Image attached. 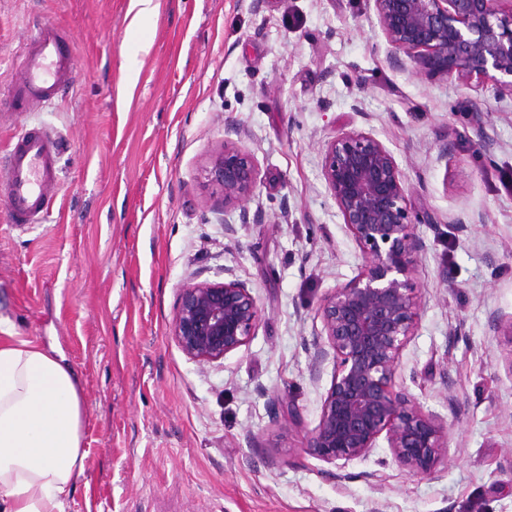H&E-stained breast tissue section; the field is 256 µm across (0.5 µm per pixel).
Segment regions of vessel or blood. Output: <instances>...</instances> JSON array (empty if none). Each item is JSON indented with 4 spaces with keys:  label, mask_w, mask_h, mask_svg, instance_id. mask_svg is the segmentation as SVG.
Masks as SVG:
<instances>
[{
    "label": "vessel or blood",
    "mask_w": 512,
    "mask_h": 512,
    "mask_svg": "<svg viewBox=\"0 0 512 512\" xmlns=\"http://www.w3.org/2000/svg\"><path fill=\"white\" fill-rule=\"evenodd\" d=\"M75 73L67 33L56 24H42L26 41L8 80L13 110L32 112L51 103L61 89L72 87ZM60 151L58 138L42 127L24 128L12 137L0 166V195L14 227L40 223L51 211Z\"/></svg>",
    "instance_id": "1"
}]
</instances>
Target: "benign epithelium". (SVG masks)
<instances>
[{
	"label": "benign epithelium",
	"instance_id": "obj_1",
	"mask_svg": "<svg viewBox=\"0 0 512 512\" xmlns=\"http://www.w3.org/2000/svg\"><path fill=\"white\" fill-rule=\"evenodd\" d=\"M388 43L431 79H491L512 93V0H374ZM229 127L224 148L206 167L226 208H241L257 182L254 157ZM322 175L364 258V269L319 302L321 335L311 365L317 375L328 355L336 369L306 453L341 470L384 440L395 462L432 477L448 456V425L406 392L394 390L400 356L415 336L421 297L414 285L424 243L415 232L424 217L407 205L405 171L369 133L343 130L327 142ZM259 320L246 282L193 280L180 288L171 335L200 366L247 345Z\"/></svg>",
	"mask_w": 512,
	"mask_h": 512
}]
</instances>
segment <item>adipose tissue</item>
<instances>
[{"mask_svg":"<svg viewBox=\"0 0 512 512\" xmlns=\"http://www.w3.org/2000/svg\"><path fill=\"white\" fill-rule=\"evenodd\" d=\"M84 408L63 357L0 340V512H65L87 458Z\"/></svg>","mask_w":512,"mask_h":512,"instance_id":"obj_1","label":"adipose tissue"}]
</instances>
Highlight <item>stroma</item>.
I'll list each match as a JSON object with an SVG mask.
<instances>
[{"mask_svg": "<svg viewBox=\"0 0 512 512\" xmlns=\"http://www.w3.org/2000/svg\"><path fill=\"white\" fill-rule=\"evenodd\" d=\"M154 3L137 23L132 0H0V86L47 21L77 62L41 111L11 116L0 97V150L27 122L63 139L47 221L15 229L0 200V321L56 349L85 394L66 512H512V338L490 328L512 314V96L393 67L374 0ZM229 120L257 164L259 222L217 209L206 179ZM343 129L404 163L409 208L432 218L396 384L448 424L433 477L379 447L339 481L304 450L335 367L310 375L318 304L365 265L322 175ZM228 273L260 319L202 367L171 336L177 297Z\"/></svg>", "mask_w": 512, "mask_h": 512, "instance_id": "35a3bbf8", "label": "stroma"}]
</instances>
